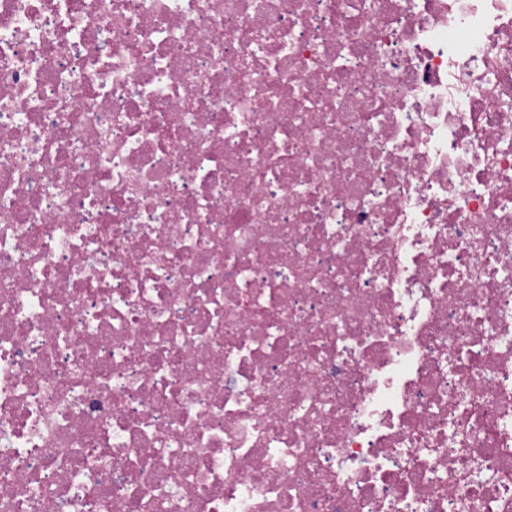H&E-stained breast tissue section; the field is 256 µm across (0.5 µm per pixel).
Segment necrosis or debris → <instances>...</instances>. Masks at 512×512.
<instances>
[{"label":"necrosis or debris","mask_w":512,"mask_h":512,"mask_svg":"<svg viewBox=\"0 0 512 512\" xmlns=\"http://www.w3.org/2000/svg\"><path fill=\"white\" fill-rule=\"evenodd\" d=\"M0 512H512V0H0Z\"/></svg>","instance_id":"necrosis-or-debris-1"}]
</instances>
